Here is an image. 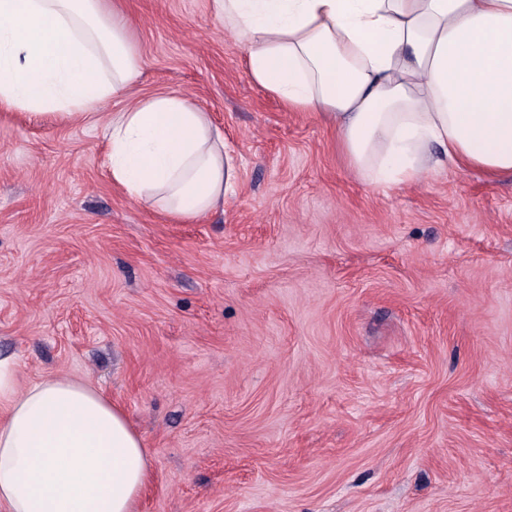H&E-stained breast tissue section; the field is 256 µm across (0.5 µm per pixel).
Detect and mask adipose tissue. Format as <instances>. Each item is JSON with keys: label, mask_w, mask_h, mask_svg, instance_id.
<instances>
[{"label": "adipose tissue", "mask_w": 512, "mask_h": 512, "mask_svg": "<svg viewBox=\"0 0 512 512\" xmlns=\"http://www.w3.org/2000/svg\"><path fill=\"white\" fill-rule=\"evenodd\" d=\"M252 80L337 130L353 169L405 183L446 167L512 174V0H209ZM103 0H0V107L82 117L139 74ZM112 181L187 222L237 180L191 94L113 113ZM150 478L122 408L88 382L21 380L0 359V512H138Z\"/></svg>", "instance_id": "1"}]
</instances>
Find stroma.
<instances>
[{
    "mask_svg": "<svg viewBox=\"0 0 512 512\" xmlns=\"http://www.w3.org/2000/svg\"><path fill=\"white\" fill-rule=\"evenodd\" d=\"M141 74L83 120L0 109V358L119 405L138 512H512V175L373 185L250 78L208 0H123ZM191 93L239 179L177 223L106 166Z\"/></svg>",
    "mask_w": 512,
    "mask_h": 512,
    "instance_id": "stroma-1",
    "label": "stroma"
}]
</instances>
